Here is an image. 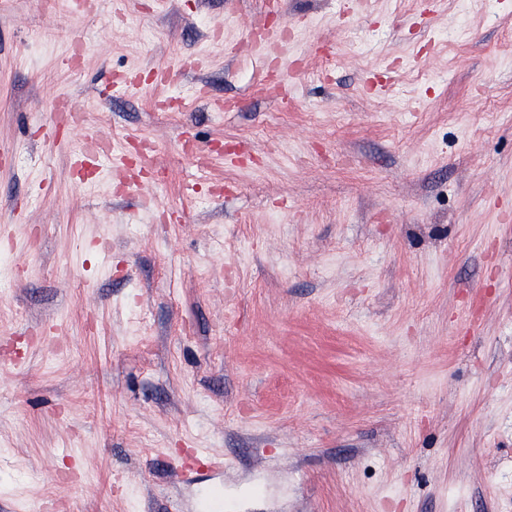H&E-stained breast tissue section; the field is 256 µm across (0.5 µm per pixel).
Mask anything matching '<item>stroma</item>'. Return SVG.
<instances>
[{
    "label": "stroma",
    "mask_w": 512,
    "mask_h": 512,
    "mask_svg": "<svg viewBox=\"0 0 512 512\" xmlns=\"http://www.w3.org/2000/svg\"><path fill=\"white\" fill-rule=\"evenodd\" d=\"M1 225L0 512H512V0H0Z\"/></svg>",
    "instance_id": "stroma-1"
}]
</instances>
